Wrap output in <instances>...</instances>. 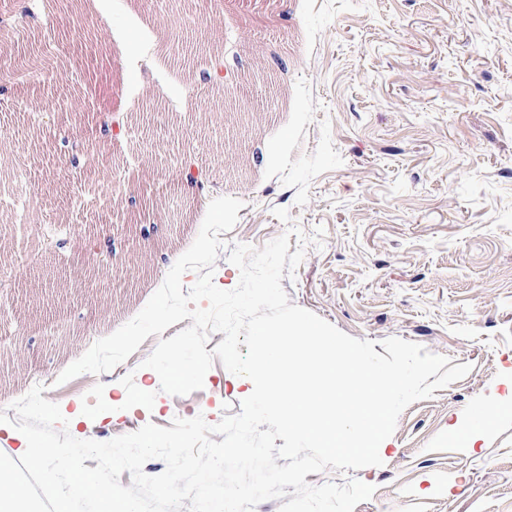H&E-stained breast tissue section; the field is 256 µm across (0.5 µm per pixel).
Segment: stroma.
I'll return each instance as SVG.
<instances>
[{"label":"stroma","mask_w":512,"mask_h":512,"mask_svg":"<svg viewBox=\"0 0 512 512\" xmlns=\"http://www.w3.org/2000/svg\"><path fill=\"white\" fill-rule=\"evenodd\" d=\"M26 2L0 0V410L39 384L59 406L86 403L72 435L97 441L240 413L253 385L221 362L184 396L143 368L186 319L112 370L60 379L142 310L210 202L233 197L217 287L239 282L235 244L294 225L292 304L471 366L400 415L381 465L306 482L374 486L354 512H512V0H79L55 12L36 79L5 72L39 47ZM176 30L206 54L175 62ZM85 32L103 58L93 95L69 78ZM215 56L239 85L204 79ZM65 138L92 157L82 175ZM488 405L501 417L464 447L453 431Z\"/></svg>","instance_id":"1"}]
</instances>
